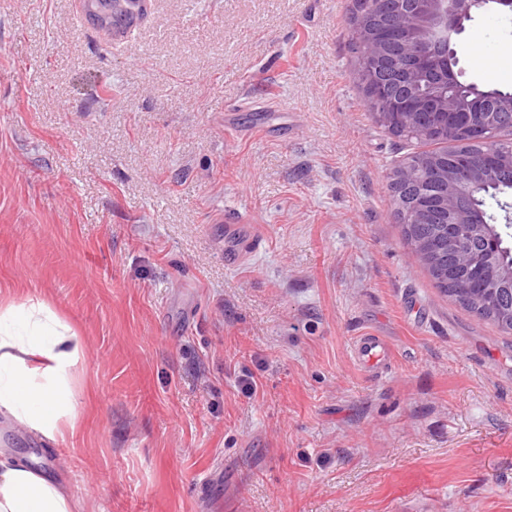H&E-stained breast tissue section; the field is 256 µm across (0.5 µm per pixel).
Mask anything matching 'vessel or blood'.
I'll list each match as a JSON object with an SVG mask.
<instances>
[{
	"instance_id": "vessel-or-blood-1",
	"label": "vessel or blood",
	"mask_w": 512,
	"mask_h": 512,
	"mask_svg": "<svg viewBox=\"0 0 512 512\" xmlns=\"http://www.w3.org/2000/svg\"><path fill=\"white\" fill-rule=\"evenodd\" d=\"M75 9L79 23L93 24L103 36L119 41L149 22L153 0H76ZM354 356L376 373L389 365L391 346L380 337L361 336L354 344Z\"/></svg>"
}]
</instances>
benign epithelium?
<instances>
[{"instance_id":"obj_1","label":"benign epithelium","mask_w":512,"mask_h":512,"mask_svg":"<svg viewBox=\"0 0 512 512\" xmlns=\"http://www.w3.org/2000/svg\"><path fill=\"white\" fill-rule=\"evenodd\" d=\"M494 6L512 13V0H376L374 9L358 12L354 19L366 73L362 86L368 100L383 105L378 122L393 132L415 128L435 136L447 133L451 125L471 142L486 146L477 164L464 155L453 162L428 157L406 163L392 173L393 191L412 190L415 212L436 223L451 214L467 233L492 240L498 235L496 227L488 224L484 211L470 206L468 197L475 187L496 179L503 168L512 169V150L504 154L490 146V132L502 113L512 114V91L485 90L471 83L467 96L454 99L437 91L423 95L418 85L424 74L437 87L460 80L461 73L454 71L455 39L465 30V22ZM423 45L425 52L420 51ZM486 98L493 106L476 112ZM440 253L434 244L416 248V255L439 275ZM493 278L512 280V266L495 277L483 271L478 287L491 293L487 281Z\"/></svg>"}]
</instances>
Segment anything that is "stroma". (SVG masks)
I'll use <instances>...</instances> for the list:
<instances>
[{
    "mask_svg": "<svg viewBox=\"0 0 512 512\" xmlns=\"http://www.w3.org/2000/svg\"><path fill=\"white\" fill-rule=\"evenodd\" d=\"M74 8L0 0V290L78 331L90 408L58 454L1 414L0 448L86 512H512V333L403 237L426 146L371 112L353 0H156L117 46ZM455 49L512 89V13ZM354 356L369 372L383 371L390 363L391 346L379 336H360L354 344Z\"/></svg>",
    "mask_w": 512,
    "mask_h": 512,
    "instance_id": "1",
    "label": "stroma"
}]
</instances>
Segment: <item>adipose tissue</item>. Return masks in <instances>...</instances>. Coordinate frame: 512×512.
<instances>
[{
	"label": "adipose tissue",
	"mask_w": 512,
	"mask_h": 512,
	"mask_svg": "<svg viewBox=\"0 0 512 512\" xmlns=\"http://www.w3.org/2000/svg\"><path fill=\"white\" fill-rule=\"evenodd\" d=\"M83 358L77 332L46 300L0 292V408L53 439L80 430L74 386ZM0 512H84L80 499L11 454L0 451Z\"/></svg>",
	"instance_id": "obj_1"
}]
</instances>
